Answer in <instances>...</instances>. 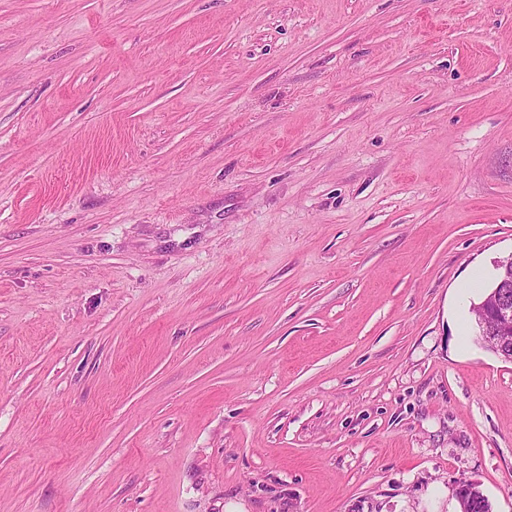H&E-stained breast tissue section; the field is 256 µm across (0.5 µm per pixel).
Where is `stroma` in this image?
<instances>
[{
    "label": "stroma",
    "instance_id": "stroma-1",
    "mask_svg": "<svg viewBox=\"0 0 512 512\" xmlns=\"http://www.w3.org/2000/svg\"><path fill=\"white\" fill-rule=\"evenodd\" d=\"M512 0H0V512H512ZM503 271L492 290L474 305L479 338L504 361L512 362V256L498 265Z\"/></svg>",
    "mask_w": 512,
    "mask_h": 512
}]
</instances>
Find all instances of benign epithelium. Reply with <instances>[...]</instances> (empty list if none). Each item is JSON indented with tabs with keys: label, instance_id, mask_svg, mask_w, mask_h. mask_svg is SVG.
<instances>
[{
	"label": "benign epithelium",
	"instance_id": "1",
	"mask_svg": "<svg viewBox=\"0 0 512 512\" xmlns=\"http://www.w3.org/2000/svg\"><path fill=\"white\" fill-rule=\"evenodd\" d=\"M503 275L492 290L474 305L479 338L501 359L512 362V257L501 262Z\"/></svg>",
	"mask_w": 512,
	"mask_h": 512
}]
</instances>
